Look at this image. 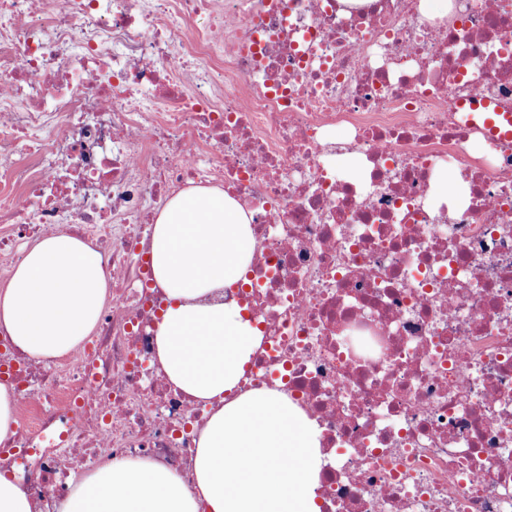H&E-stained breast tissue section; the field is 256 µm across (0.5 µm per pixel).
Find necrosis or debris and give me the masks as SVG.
Returning <instances> with one entry per match:
<instances>
[{"instance_id": "obj_1", "label": "necrosis or debris", "mask_w": 512, "mask_h": 512, "mask_svg": "<svg viewBox=\"0 0 512 512\" xmlns=\"http://www.w3.org/2000/svg\"><path fill=\"white\" fill-rule=\"evenodd\" d=\"M419 5L0 0V261L77 234L112 279L65 363L0 336L20 418L0 470L34 501L107 458L191 478L209 409L155 359L148 253L155 212L219 182L257 241L240 388L320 429L321 512H512V140L469 108L512 115V0Z\"/></svg>"}]
</instances>
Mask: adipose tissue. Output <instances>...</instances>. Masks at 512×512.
<instances>
[{
  "instance_id": "adipose-tissue-1",
  "label": "adipose tissue",
  "mask_w": 512,
  "mask_h": 512,
  "mask_svg": "<svg viewBox=\"0 0 512 512\" xmlns=\"http://www.w3.org/2000/svg\"><path fill=\"white\" fill-rule=\"evenodd\" d=\"M255 248L245 211L222 189L182 191L159 211L150 252L167 305L155 356L175 389L211 408L193 479L149 458L107 460L55 512H320V430L285 393L239 388L260 335L224 291L244 280ZM110 288L96 243L41 238L0 290V330L30 358H62L94 333Z\"/></svg>"
}]
</instances>
